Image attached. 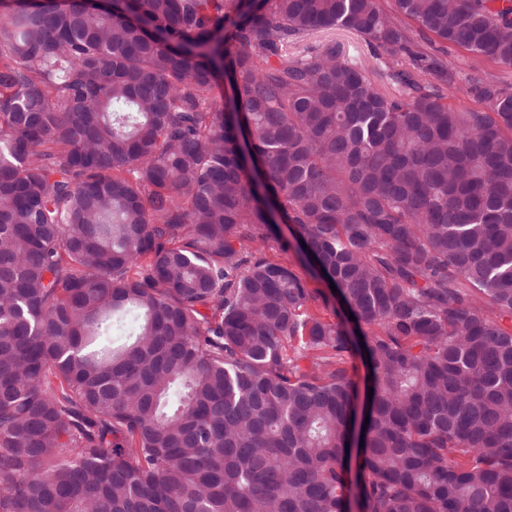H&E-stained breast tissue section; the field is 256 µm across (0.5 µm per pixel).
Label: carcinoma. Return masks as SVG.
<instances>
[{"instance_id":"obj_1","label":"carcinoma","mask_w":512,"mask_h":512,"mask_svg":"<svg viewBox=\"0 0 512 512\" xmlns=\"http://www.w3.org/2000/svg\"><path fill=\"white\" fill-rule=\"evenodd\" d=\"M450 47L512 69V0H15L0 512H512V82ZM316 39L321 41L336 40L337 42L343 44L345 52L352 59H355L357 62L362 63L366 67L370 77L381 90H390L386 81L374 71L375 60L372 58L370 49L365 44L364 40H361L355 35L340 29H336L335 31L325 34H319ZM138 327L132 312L117 313L112 318L111 340L114 345L126 342Z\"/></svg>"}]
</instances>
